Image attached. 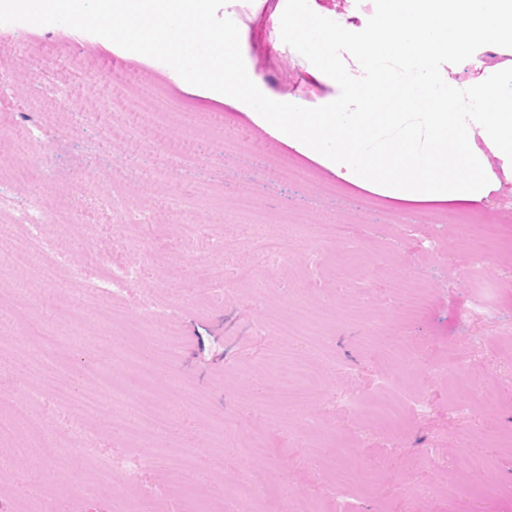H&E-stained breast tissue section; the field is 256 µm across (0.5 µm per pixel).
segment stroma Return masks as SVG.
Instances as JSON below:
<instances>
[{
    "mask_svg": "<svg viewBox=\"0 0 512 512\" xmlns=\"http://www.w3.org/2000/svg\"><path fill=\"white\" fill-rule=\"evenodd\" d=\"M284 0H243L235 22L248 71L269 97L317 107L339 95L336 83L286 45L278 20ZM463 69L443 66L451 85L512 66V49L487 47ZM0 168L22 194L39 181L48 210L73 227L47 226L44 247L25 267L19 224L0 216V362L42 364L46 373L0 374V401L24 415L0 439V512H141L167 489V512H233L245 470L263 477L262 502L304 492L315 512H512V178L486 153L499 180L486 198L415 206L346 184L287 138L259 127L236 99L215 100L182 86L169 67L101 37L53 24L0 28ZM66 86L75 125L53 91ZM162 90L192 115L190 126L147 114L130 89ZM42 127L54 175L41 179L21 147ZM310 180H289L290 168ZM334 185L330 196L317 184ZM151 209L156 224L119 235L104 196ZM252 198L242 207V198ZM474 230L497 228L487 260H477L451 217ZM94 249H87V237ZM224 243V265H209V243ZM142 267L123 301L83 299L68 270L115 251ZM355 251L359 265L342 287L332 257ZM382 259L387 276H368ZM425 291L421 307L402 299ZM325 327L311 342L287 338L305 306ZM180 342L163 348L161 335ZM113 334L110 344L101 343ZM412 344V369L390 356ZM163 351L150 389L134 384L140 358ZM458 358L491 407L453 397L448 358ZM305 372L307 401H269L264 388L280 362ZM96 393L103 413L130 418L136 406L181 387L167 446L103 430L95 417L58 441L48 456L46 425L58 412L54 376ZM405 415L373 428L338 406L337 392L365 400L379 391ZM230 417L224 427L222 417ZM263 433L268 456L243 452ZM131 455L145 467L138 487L108 468ZM338 456L355 479L337 483L324 463ZM193 472L184 479L182 469Z\"/></svg>",
    "mask_w": 512,
    "mask_h": 512,
    "instance_id": "35a3bbf8",
    "label": "stroma"
}]
</instances>
